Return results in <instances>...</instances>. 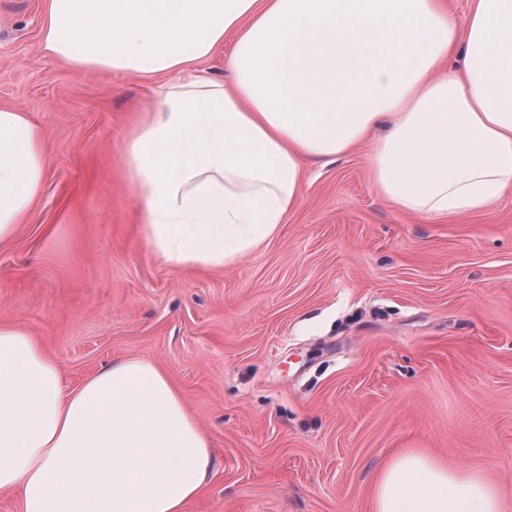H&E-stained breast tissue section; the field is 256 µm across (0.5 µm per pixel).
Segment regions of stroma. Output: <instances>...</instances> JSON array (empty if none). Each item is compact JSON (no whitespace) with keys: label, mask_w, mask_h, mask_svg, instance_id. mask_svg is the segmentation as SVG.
<instances>
[{"label":"stroma","mask_w":512,"mask_h":512,"mask_svg":"<svg viewBox=\"0 0 512 512\" xmlns=\"http://www.w3.org/2000/svg\"><path fill=\"white\" fill-rule=\"evenodd\" d=\"M42 3L0 0V106L53 156L38 211L0 243V320L74 384L125 356L168 373L212 442L187 512H371L375 472L409 448L484 472L512 512V188L418 218L371 182L367 143L311 166L238 264L168 267L115 165L158 83L47 56Z\"/></svg>","instance_id":"1"}]
</instances>
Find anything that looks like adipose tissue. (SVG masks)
I'll return each mask as SVG.
<instances>
[{
	"instance_id": "1",
	"label": "adipose tissue",
	"mask_w": 512,
	"mask_h": 512,
	"mask_svg": "<svg viewBox=\"0 0 512 512\" xmlns=\"http://www.w3.org/2000/svg\"><path fill=\"white\" fill-rule=\"evenodd\" d=\"M44 51L77 72L165 76L118 165L163 264L220 270L302 202L308 167L372 140L400 211L445 219L512 187V0H44ZM227 50L225 75L200 64ZM381 136L373 130L380 122ZM53 159L0 106V243L39 208ZM211 441L168 374L136 356L67 383L40 339L0 321V491L18 512H185ZM372 512H501L482 473L388 460Z\"/></svg>"
}]
</instances>
